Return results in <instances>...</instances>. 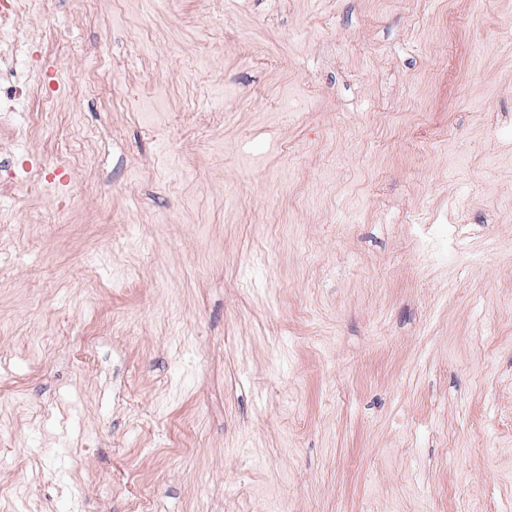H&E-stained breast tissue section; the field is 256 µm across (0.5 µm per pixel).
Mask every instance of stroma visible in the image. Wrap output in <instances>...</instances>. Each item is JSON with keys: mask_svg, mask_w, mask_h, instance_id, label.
Listing matches in <instances>:
<instances>
[{"mask_svg": "<svg viewBox=\"0 0 512 512\" xmlns=\"http://www.w3.org/2000/svg\"><path fill=\"white\" fill-rule=\"evenodd\" d=\"M35 0L85 81L0 198V512H512V0Z\"/></svg>", "mask_w": 512, "mask_h": 512, "instance_id": "35a3bbf8", "label": "stroma"}]
</instances>
